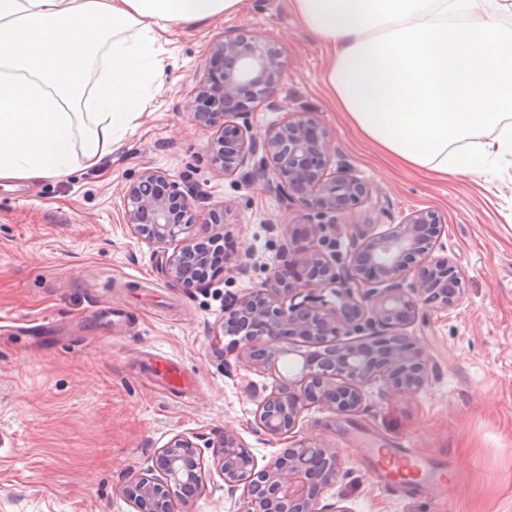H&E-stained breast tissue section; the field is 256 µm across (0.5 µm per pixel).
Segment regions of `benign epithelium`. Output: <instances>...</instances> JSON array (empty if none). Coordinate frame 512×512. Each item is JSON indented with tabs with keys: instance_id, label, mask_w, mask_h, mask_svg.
<instances>
[{
	"instance_id": "benign-epithelium-1",
	"label": "benign epithelium",
	"mask_w": 512,
	"mask_h": 512,
	"mask_svg": "<svg viewBox=\"0 0 512 512\" xmlns=\"http://www.w3.org/2000/svg\"><path fill=\"white\" fill-rule=\"evenodd\" d=\"M211 60L191 104L194 116L206 123L220 110L242 120L212 139L215 170L226 177L259 172L269 190L297 197L318 217L306 226V246L288 241V261L267 269L263 287L225 308L222 330L237 328L241 358L272 379L267 394L248 386L257 400L256 432L292 439L313 406L356 415L373 383L381 384L382 396L415 394L427 380V358L407 329L420 311H448L464 295L452 261L433 255L439 216L416 210L380 231L356 224L347 256L327 253L325 243L342 232L340 214L368 194L367 184L340 167L329 171L328 134L310 114L273 125L261 139L250 133L251 105L275 92L282 73L272 50L240 32L216 42ZM192 197L165 172L147 169L125 190L124 221L140 240L159 247L156 268L163 278L201 286L209 275L199 268L224 234L187 239L197 223ZM174 242L181 247L170 254L166 246ZM284 363L292 367L287 376L280 371ZM212 466L228 496L238 497L237 512H352L320 505L338 474L332 448L296 441L261 466L226 431L212 447ZM205 472L198 443L176 434L151 465L129 474L126 493L134 512H171L175 502L188 503L202 491Z\"/></svg>"
}]
</instances>
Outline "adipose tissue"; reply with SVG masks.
Wrapping results in <instances>:
<instances>
[{
    "label": "adipose tissue",
    "instance_id": "1",
    "mask_svg": "<svg viewBox=\"0 0 512 512\" xmlns=\"http://www.w3.org/2000/svg\"><path fill=\"white\" fill-rule=\"evenodd\" d=\"M327 52L349 123L392 163L442 178L512 157V0H289ZM246 0H0V180L96 164L144 112L171 25ZM475 148H465L468 140Z\"/></svg>",
    "mask_w": 512,
    "mask_h": 512
}]
</instances>
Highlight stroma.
I'll return each mask as SVG.
<instances>
[{"label":"stroma","mask_w":512,"mask_h":512,"mask_svg":"<svg viewBox=\"0 0 512 512\" xmlns=\"http://www.w3.org/2000/svg\"><path fill=\"white\" fill-rule=\"evenodd\" d=\"M241 28L284 64L272 101L249 114L253 135L286 115L316 114L332 166L372 188L348 217L381 226L436 212V251L464 276L459 306L409 329L427 357L419 392L369 393L366 409L346 418L304 411L298 439L340 458L323 503L352 512H512V166L436 179L392 164L350 125L326 84L325 51L288 0H249L241 15L173 25L142 123L112 156L92 167L76 158L63 177L0 180V512H133L128 472L147 467L177 434L204 444L232 430L262 464L284 446L256 433L246 386L267 379L218 327L225 300L261 287L267 268L285 260L289 234L303 236L316 218L299 200L269 192L261 176H219L208 145L224 119L203 125L190 107L212 45ZM147 168L197 184L210 205L226 204L218 230L237 253L207 286L168 283L153 247L125 224V188ZM149 351L194 378L191 396L151 381ZM379 448L415 449L443 482L391 490Z\"/></svg>","instance_id":"35a3bbf8"}]
</instances>
